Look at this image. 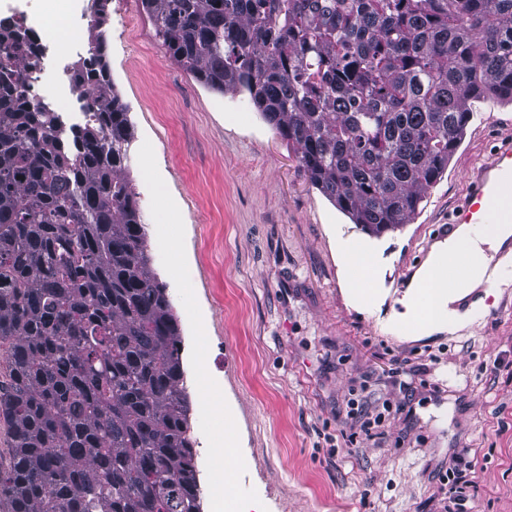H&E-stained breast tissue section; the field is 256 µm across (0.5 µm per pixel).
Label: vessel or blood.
<instances>
[{
	"label": "vessel or blood",
	"mask_w": 512,
	"mask_h": 512,
	"mask_svg": "<svg viewBox=\"0 0 512 512\" xmlns=\"http://www.w3.org/2000/svg\"><path fill=\"white\" fill-rule=\"evenodd\" d=\"M500 224L512 225V148L499 151L478 168L463 203L453 213L448 232L456 234L465 225L472 236L484 238L492 236ZM482 261V256L473 250L455 249L439 276L456 283Z\"/></svg>",
	"instance_id": "1"
}]
</instances>
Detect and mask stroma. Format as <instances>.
<instances>
[{
  "mask_svg": "<svg viewBox=\"0 0 512 512\" xmlns=\"http://www.w3.org/2000/svg\"><path fill=\"white\" fill-rule=\"evenodd\" d=\"M66 30L51 0H0ZM105 60L132 138L125 173L139 195L151 268L180 330L197 441L201 512L246 502L262 512H442L439 474L476 463L471 512H512V277L483 316L452 333L405 336L401 302L475 173L512 146V103L473 117L410 224L364 233L309 180L244 91H214L180 68L141 0H104ZM379 269L377 303L346 293L344 249ZM190 265L192 279L177 269ZM389 403L365 437L348 399ZM234 418L225 421V410ZM235 460L225 499L219 449Z\"/></svg>",
  "mask_w": 512,
  "mask_h": 512,
  "instance_id": "stroma-1",
  "label": "stroma"
}]
</instances>
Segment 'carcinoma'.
Returning a JSON list of instances; mask_svg holds the SVG:
<instances>
[{"instance_id": "carcinoma-1", "label": "carcinoma", "mask_w": 512, "mask_h": 512, "mask_svg": "<svg viewBox=\"0 0 512 512\" xmlns=\"http://www.w3.org/2000/svg\"><path fill=\"white\" fill-rule=\"evenodd\" d=\"M103 0L65 134L0 21V419L8 512H200L177 319L125 175ZM172 59L245 89L315 185L379 237L410 223L473 112L512 102V0H141Z\"/></svg>"}]
</instances>
